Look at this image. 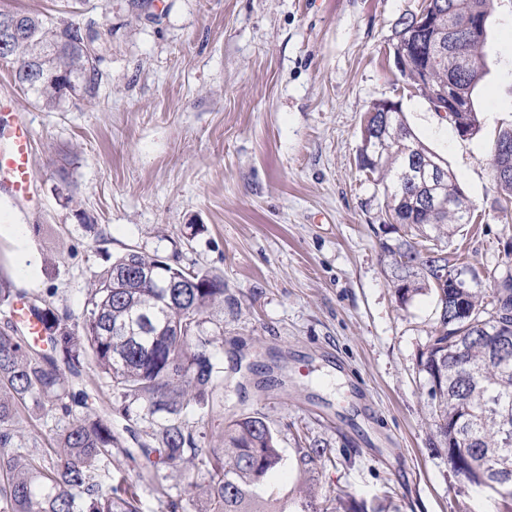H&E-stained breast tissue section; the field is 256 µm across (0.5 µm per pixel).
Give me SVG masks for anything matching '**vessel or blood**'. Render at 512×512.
Listing matches in <instances>:
<instances>
[{
  "label": "vessel or blood",
  "instance_id": "vessel-or-blood-1",
  "mask_svg": "<svg viewBox=\"0 0 512 512\" xmlns=\"http://www.w3.org/2000/svg\"><path fill=\"white\" fill-rule=\"evenodd\" d=\"M32 139L33 131L22 113L0 119V185L27 201L32 198Z\"/></svg>",
  "mask_w": 512,
  "mask_h": 512
}]
</instances>
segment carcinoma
Here are the masks:
<instances>
[{
  "instance_id": "obj_1",
  "label": "carcinoma",
  "mask_w": 512,
  "mask_h": 512,
  "mask_svg": "<svg viewBox=\"0 0 512 512\" xmlns=\"http://www.w3.org/2000/svg\"><path fill=\"white\" fill-rule=\"evenodd\" d=\"M444 15L462 54L448 49V36L423 40L428 65L425 89L433 93L451 79L474 93L485 76L479 49L462 28L468 16L491 17L493 0H429ZM17 19L24 36L0 48L15 82L46 109L66 98L93 99L102 80V47L112 33L93 24L49 21L0 6V19ZM370 123L384 131L372 137L358 167L383 185L388 222L381 242L384 272L400 306L425 293L436 299L438 318L417 367L428 389L433 424L429 446L448 454L461 490L490 489L505 481L512 502V348L507 365L496 359L495 337L512 335V278L484 288L462 254L447 251L459 227L472 222L470 208L441 157L424 145L403 114ZM470 273L463 288H450L441 275ZM175 279L179 288H163ZM22 302L45 336L33 339L11 317L0 329V512H142L138 486L112 484V457L122 455L137 480L156 493L161 512H187L186 502L154 482L139 463L157 453L173 467L197 459L212 436L197 414L223 384L216 349L221 327L207 313L224 303V279L205 269L164 263L156 255L128 249L95 273L74 323L53 306L28 302L0 280V306L14 312ZM477 316L468 324L458 310ZM96 369L108 395L94 403L84 377ZM37 426L55 419L53 435L27 436L21 415ZM143 426L137 448L120 447L113 417ZM221 448L203 460L204 478L188 482L201 502L195 512H286L266 494L267 475L285 462L278 434L266 418L241 415L224 427ZM296 466L325 456L319 441L297 436ZM300 512H357L361 505L336 498L329 509L308 493Z\"/></svg>"
}]
</instances>
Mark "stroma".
Listing matches in <instances>:
<instances>
[{
  "label": "stroma",
  "mask_w": 512,
  "mask_h": 512,
  "mask_svg": "<svg viewBox=\"0 0 512 512\" xmlns=\"http://www.w3.org/2000/svg\"><path fill=\"white\" fill-rule=\"evenodd\" d=\"M421 0H6L9 8L111 30L92 100L48 110L0 63V99L34 131L38 207L0 186V279L80 315L105 254L134 248L224 278V389L200 423L257 413L287 456L296 434L329 462L271 476L291 500L389 493L388 512H502L461 494L429 447L417 361L433 295L400 308L376 232L383 188L356 165L362 121L391 100L454 174L476 220L449 251L485 287L512 274V209L501 211L491 147L512 125V0H494L476 91L481 131L459 137L407 87L392 47ZM27 227L31 273L9 225Z\"/></svg>",
  "instance_id": "obj_1"
}]
</instances>
